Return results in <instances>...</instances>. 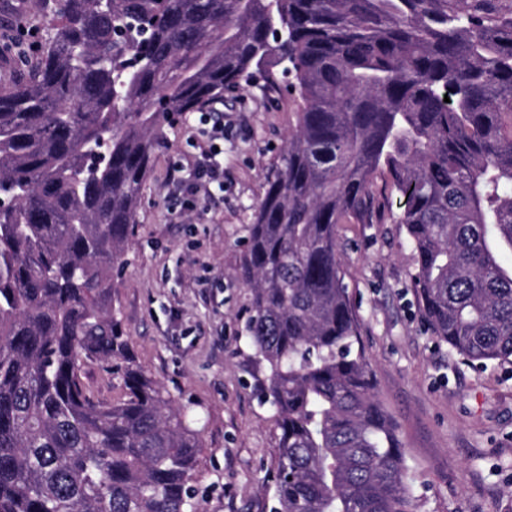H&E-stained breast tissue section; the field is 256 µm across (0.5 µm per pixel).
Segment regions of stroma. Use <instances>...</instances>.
I'll use <instances>...</instances> for the list:
<instances>
[{"label": "stroma", "instance_id": "35a3bbf8", "mask_svg": "<svg viewBox=\"0 0 512 512\" xmlns=\"http://www.w3.org/2000/svg\"><path fill=\"white\" fill-rule=\"evenodd\" d=\"M43 0H0V45L20 20L47 29ZM224 137L190 112L168 129L146 178L112 308L137 364L194 418L199 512H270L279 432L261 394L266 368L245 331L249 289L236 277L248 226L298 121L299 101L263 77L208 104ZM224 188L194 209L174 165L209 145ZM375 393L394 419L416 512H512V363L476 367L421 321L413 256L392 216L336 228Z\"/></svg>", "mask_w": 512, "mask_h": 512}]
</instances>
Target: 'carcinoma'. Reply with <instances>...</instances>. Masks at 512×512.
<instances>
[{
  "label": "carcinoma",
  "instance_id": "1",
  "mask_svg": "<svg viewBox=\"0 0 512 512\" xmlns=\"http://www.w3.org/2000/svg\"><path fill=\"white\" fill-rule=\"evenodd\" d=\"M59 22L0 84V512H197L198 434L112 310L168 116L292 63L295 132L238 277L280 431L273 512H413L374 393L336 227L386 179L433 335L512 361V0H53ZM162 17L149 44L122 20ZM288 41L268 39L271 23ZM128 107L116 111L114 97ZM450 102H444V97ZM109 141L93 167L88 145ZM112 367L125 398L83 382Z\"/></svg>",
  "mask_w": 512,
  "mask_h": 512
}]
</instances>
